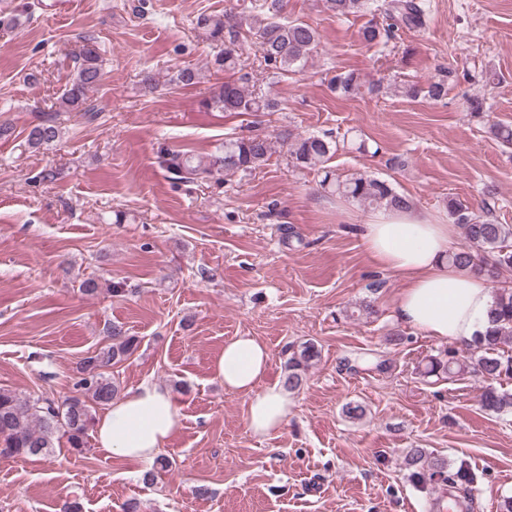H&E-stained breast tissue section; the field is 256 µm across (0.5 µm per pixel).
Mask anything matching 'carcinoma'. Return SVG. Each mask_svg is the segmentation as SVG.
I'll return each instance as SVG.
<instances>
[{
  "label": "carcinoma",
  "instance_id": "carcinoma-1",
  "mask_svg": "<svg viewBox=\"0 0 512 512\" xmlns=\"http://www.w3.org/2000/svg\"><path fill=\"white\" fill-rule=\"evenodd\" d=\"M328 10L336 17L379 13L383 23L369 21L360 32L368 45L387 44L403 28L420 29L426 25V0H325ZM258 14L245 21L229 10L223 15L201 14L196 26L212 42L215 54L212 66L228 78L214 94L208 106L222 112L270 113L280 111V102L269 94L249 86V73L241 59L244 45L254 40L260 52V63L272 77H286L305 65L319 44L315 28L300 22L281 20L282 0H262L254 5ZM103 76V59L98 49L88 41L75 57V74L60 96V111L94 113L87 105L88 92ZM453 77L449 70L442 78L425 87L416 84L400 86L407 97L421 94L431 99L442 98ZM334 91L344 96L363 92L376 94L380 85L366 84L353 71L340 72L331 80ZM490 134L503 146L512 147V125L493 123ZM62 136L59 111L43 114L27 135L33 148L51 145ZM280 144L297 166L316 168L322 172L320 185L336 195L351 199L369 208L410 209V199L398 193L390 183L364 174L339 175L325 166L337 151V141L327 134L302 136L286 128L278 133ZM273 141L259 130L224 141L223 149L205 160L196 161L185 152L160 147L157 155L160 167L175 182H195L221 173H248L263 166L272 155ZM448 216L460 226L469 246L448 252V264L480 276L492 283L500 274L512 271V225L499 224L489 218L490 204L484 203L478 214L456 199H448ZM490 325L484 334L474 338L467 355L459 357L449 350L441 357L429 360L425 373L448 376L472 374L481 378V406L492 412L512 410V393L495 386L504 377L512 376V352L502 344L512 339V289L497 288L492 297ZM139 340L123 328L112 326L108 343L100 350L79 360L75 367V386L81 395L59 403L46 396L24 397L8 389H0V458L16 460L53 453L60 443L80 454L87 447L89 430L94 425L92 406H108L119 397L121 386L108 369L129 360L136 352ZM320 357L318 345L306 341L292 352L285 366L282 386L294 391L301 387L308 368ZM172 468L165 456L155 461L143 475L148 484ZM408 481L437 493L432 502L435 512H469L477 474L465 462L448 464V459L426 448H410L404 456Z\"/></svg>",
  "mask_w": 512,
  "mask_h": 512
}]
</instances>
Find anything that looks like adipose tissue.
<instances>
[{"label": "adipose tissue", "mask_w": 512, "mask_h": 512, "mask_svg": "<svg viewBox=\"0 0 512 512\" xmlns=\"http://www.w3.org/2000/svg\"><path fill=\"white\" fill-rule=\"evenodd\" d=\"M454 231L412 209H381L364 218L362 242L377 265L405 278L394 307L397 321L439 340L467 342L487 327L492 296L482 276L449 266ZM269 358L257 338L239 336L225 343L213 366L225 389L248 395L247 424L258 437L280 429L291 406L287 391L263 383ZM180 423L170 393L143 383L97 417L95 440L112 456L150 464Z\"/></svg>", "instance_id": "1"}]
</instances>
